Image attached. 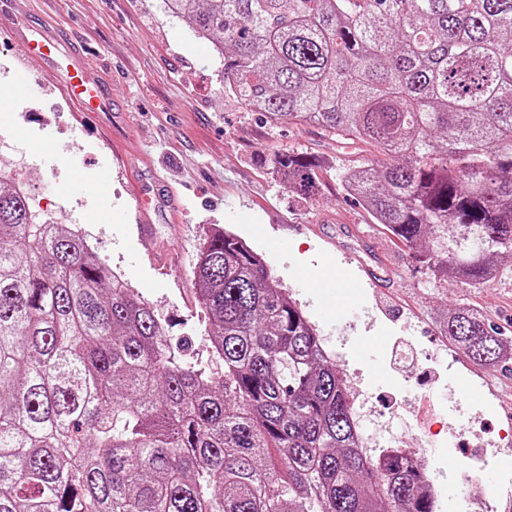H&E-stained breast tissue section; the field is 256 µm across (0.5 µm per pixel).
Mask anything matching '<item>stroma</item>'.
<instances>
[{
  "label": "stroma",
  "mask_w": 512,
  "mask_h": 512,
  "mask_svg": "<svg viewBox=\"0 0 512 512\" xmlns=\"http://www.w3.org/2000/svg\"><path fill=\"white\" fill-rule=\"evenodd\" d=\"M0 9V88L29 84L0 158L21 165L29 206L66 227H84L95 251L148 301L172 338L191 337L189 365L223 373L208 341L193 267L208 234L224 229L261 254L350 373L361 425L381 445L393 433L438 423L440 463L484 453L479 489L512 492V455L497 439L512 430V362L488 367L458 359L437 321L466 306L512 338V269L479 287L433 280L410 249L345 194L339 174L373 158V147L337 142L315 123L274 124L224 94V62L160 0H15ZM44 30L65 42L78 69L111 102L89 115L66 97L40 58L19 45ZM319 162L314 192L284 185L273 161L285 151ZM163 194L147 219L129 211L136 196ZM382 253L376 283L357 281L361 259ZM320 280L304 287L301 275ZM354 281L337 296V281ZM404 345L416 365L395 361Z\"/></svg>",
  "instance_id": "stroma-1"
}]
</instances>
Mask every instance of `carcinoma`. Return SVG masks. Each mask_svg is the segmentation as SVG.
Instances as JSON below:
<instances>
[{"instance_id": "carcinoma-1", "label": "carcinoma", "mask_w": 512, "mask_h": 512, "mask_svg": "<svg viewBox=\"0 0 512 512\" xmlns=\"http://www.w3.org/2000/svg\"><path fill=\"white\" fill-rule=\"evenodd\" d=\"M163 3L237 101L382 155L340 183L436 280L512 261V0ZM316 167L276 159L299 191ZM193 275L218 378L79 231L0 185V512H436L421 466L355 447L342 371L258 253L215 230ZM439 329L475 363L512 359L469 307Z\"/></svg>"}]
</instances>
